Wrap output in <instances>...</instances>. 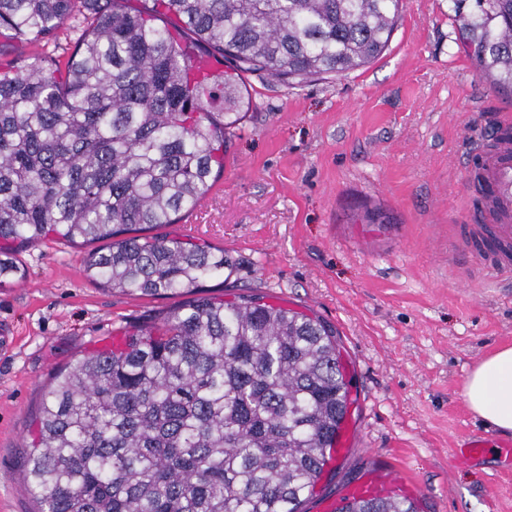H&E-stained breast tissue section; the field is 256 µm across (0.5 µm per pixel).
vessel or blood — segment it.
<instances>
[{
	"label": "vessel or blood",
	"instance_id": "vessel-or-blood-1",
	"mask_svg": "<svg viewBox=\"0 0 512 512\" xmlns=\"http://www.w3.org/2000/svg\"><path fill=\"white\" fill-rule=\"evenodd\" d=\"M480 173L490 199L484 213L485 222L493 226L497 242H512V142L483 149L479 156ZM400 485L392 473L377 470L348 495L372 499L391 494Z\"/></svg>",
	"mask_w": 512,
	"mask_h": 512
}]
</instances>
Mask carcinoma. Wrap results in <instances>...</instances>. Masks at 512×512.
Returning <instances> with one entry per match:
<instances>
[{
    "instance_id": "carcinoma-1",
    "label": "carcinoma",
    "mask_w": 512,
    "mask_h": 512,
    "mask_svg": "<svg viewBox=\"0 0 512 512\" xmlns=\"http://www.w3.org/2000/svg\"><path fill=\"white\" fill-rule=\"evenodd\" d=\"M0 0V39L34 51L0 72V286L23 278L15 242L91 251L96 282L188 295L125 347L78 360L44 397L26 460L40 512H302L345 421L333 332L251 296L201 295L233 274L224 250L150 236L204 198L245 76L288 85L377 60L401 0ZM458 46L512 91V0H451ZM174 15L187 40L160 19ZM74 37L66 60L59 33ZM208 53L229 70L207 73ZM336 512H417L404 498Z\"/></svg>"
}]
</instances>
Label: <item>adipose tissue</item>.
Listing matches in <instances>:
<instances>
[{
    "instance_id": "obj_1",
    "label": "adipose tissue",
    "mask_w": 512,
    "mask_h": 512,
    "mask_svg": "<svg viewBox=\"0 0 512 512\" xmlns=\"http://www.w3.org/2000/svg\"><path fill=\"white\" fill-rule=\"evenodd\" d=\"M462 394L472 413L485 424L512 431V346L479 361L469 372Z\"/></svg>"
}]
</instances>
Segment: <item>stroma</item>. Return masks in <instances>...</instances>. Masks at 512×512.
Listing matches in <instances>:
<instances>
[{"label": "stroma", "mask_w": 512, "mask_h": 512, "mask_svg": "<svg viewBox=\"0 0 512 512\" xmlns=\"http://www.w3.org/2000/svg\"><path fill=\"white\" fill-rule=\"evenodd\" d=\"M401 14L363 68L298 86L249 77L223 172L192 213L153 233L231 254L235 273L207 281V295L254 294L335 331L351 450L306 512L388 464L415 483L420 512H512V433L483 424L462 395L479 360L512 345V279L474 264L469 181L470 135L512 114V94L458 50L448 0H402ZM87 252L22 247L25 279L0 287V512H39L24 458L56 375L182 302L93 282ZM475 438L482 454L457 461Z\"/></svg>", "instance_id": "1"}]
</instances>
